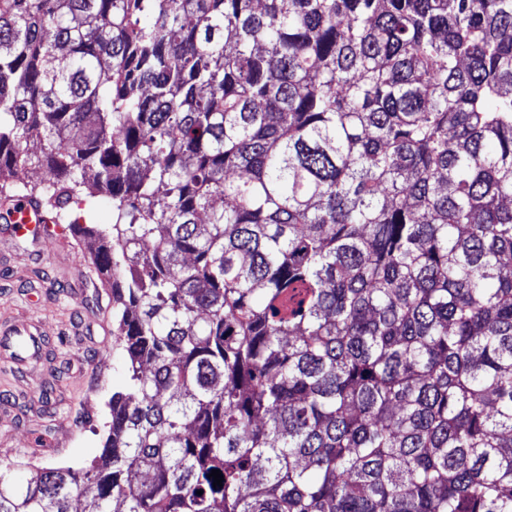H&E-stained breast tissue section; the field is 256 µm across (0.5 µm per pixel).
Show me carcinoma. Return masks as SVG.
I'll return each mask as SVG.
<instances>
[{
    "label": "carcinoma",
    "mask_w": 512,
    "mask_h": 512,
    "mask_svg": "<svg viewBox=\"0 0 512 512\" xmlns=\"http://www.w3.org/2000/svg\"><path fill=\"white\" fill-rule=\"evenodd\" d=\"M0 193L129 360L0 512H512V0H0ZM81 216V224H110L112 223V200L108 196H98L90 212L74 207L72 217Z\"/></svg>",
    "instance_id": "obj_1"
}]
</instances>
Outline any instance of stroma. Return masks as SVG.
<instances>
[{"mask_svg": "<svg viewBox=\"0 0 512 512\" xmlns=\"http://www.w3.org/2000/svg\"><path fill=\"white\" fill-rule=\"evenodd\" d=\"M87 244L59 254L48 239L0 240V325L31 318L46 351L24 369L0 358V466H82L101 452L126 358L112 346V296L74 276Z\"/></svg>", "mask_w": 512, "mask_h": 512, "instance_id": "35a3bbf8", "label": "stroma"}]
</instances>
